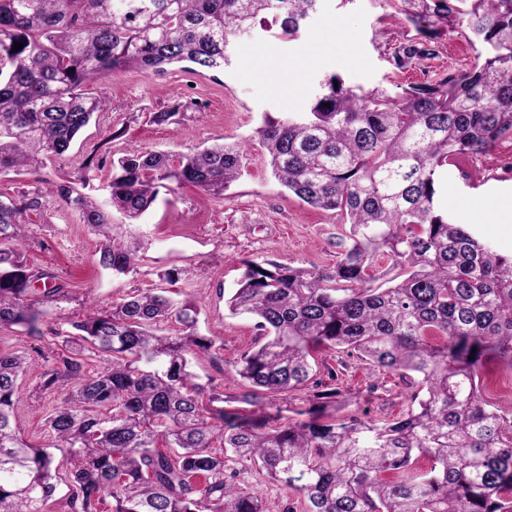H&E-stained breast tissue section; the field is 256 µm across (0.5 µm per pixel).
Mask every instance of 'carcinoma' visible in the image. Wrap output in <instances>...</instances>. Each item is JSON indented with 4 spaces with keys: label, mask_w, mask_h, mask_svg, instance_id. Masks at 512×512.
I'll return each instance as SVG.
<instances>
[{
    "label": "carcinoma",
    "mask_w": 512,
    "mask_h": 512,
    "mask_svg": "<svg viewBox=\"0 0 512 512\" xmlns=\"http://www.w3.org/2000/svg\"><path fill=\"white\" fill-rule=\"evenodd\" d=\"M320 2L0 0V174L35 172L69 152L106 111L89 83L182 63L221 72L244 34L259 27L295 40ZM399 2L417 30L437 38L459 27L480 52L471 68L400 97L333 76L296 115H265L257 134L275 177L336 214L343 234L326 270L245 262L225 305L258 330L234 365L250 389L231 398L196 382L192 360L212 354L215 340L198 333L193 302L147 290L92 308L71 323L75 333L55 332L39 388L63 397L44 447L13 423L24 361L0 354V512H48L61 482L68 512H102L107 496L111 512H265L232 459L304 500L305 512H512V414L481 394L488 359L512 365V256L436 206L442 172L512 137V0ZM245 156L237 143L178 157L132 149L112 161V205L133 220L162 189L221 196ZM52 193L106 240L103 266L135 269L136 252L112 238L110 216L74 181ZM41 205L0 199V328L40 337L66 282L10 243ZM169 321L179 324L173 335L162 328ZM326 349L341 355L337 366L313 368ZM88 353L111 357L110 367L86 374ZM350 359L405 380L400 416H333ZM301 391L306 418L282 421L277 402Z\"/></svg>",
    "instance_id": "1"
}]
</instances>
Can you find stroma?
I'll return each instance as SVG.
<instances>
[{"label":"stroma","mask_w":512,"mask_h":512,"mask_svg":"<svg viewBox=\"0 0 512 512\" xmlns=\"http://www.w3.org/2000/svg\"><path fill=\"white\" fill-rule=\"evenodd\" d=\"M424 49L403 69L393 56L402 47ZM476 51L456 29L432 39L417 31L393 0H323L320 15L293 41L253 30L231 56L223 72L205 75L169 69L159 76L120 71L94 81L90 89L108 102L81 134L71 151L31 173L0 175V194L40 196L19 249L28 263L51 265L68 284V292L50 308L41 324L45 342L55 331H70L72 321L89 303L102 307L136 290L164 287V271L179 269L174 291L199 309L198 331L213 337L218 350L196 363L201 384L223 387L225 395L242 393L233 371L240 354L257 336L252 319L230 316L225 300L236 288L243 263L275 261L322 269L335 264L341 251V226L334 215L314 209L288 193L272 175L258 145L256 130L264 114L301 111L319 84L339 75L347 86L385 90L398 96L417 83L469 67ZM175 110L169 122L153 123L154 113ZM249 143L240 178L217 197L193 187L161 191L140 218L114 211L108 182L111 162L127 151L189 154L223 142ZM102 159L101 168L85 169L88 155ZM512 139L500 141L487 158L466 173L442 174L438 207L453 223L473 228L497 253L512 255V223L497 224L492 212L475 213L474 201L512 204ZM85 179L83 194L110 212L112 235L135 247L136 272L119 275L99 262L102 237L81 223L77 211L46 192L58 176ZM39 341L14 329H0V353L25 355L34 365L19 380L21 405L17 424L36 445L48 442L45 418L61 400L58 392H36L41 374L52 367L50 354L36 355ZM342 386L350 399L340 415L381 421L401 411L406 389L393 373H374L355 363L345 371Z\"/></svg>","instance_id":"1"}]
</instances>
